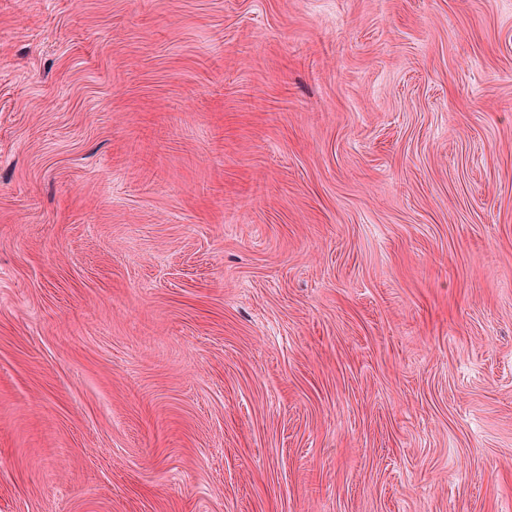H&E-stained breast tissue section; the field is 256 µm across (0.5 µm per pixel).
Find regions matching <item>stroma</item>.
I'll return each mask as SVG.
<instances>
[{
    "mask_svg": "<svg viewBox=\"0 0 512 512\" xmlns=\"http://www.w3.org/2000/svg\"><path fill=\"white\" fill-rule=\"evenodd\" d=\"M0 512H512V0H0Z\"/></svg>",
    "mask_w": 512,
    "mask_h": 512,
    "instance_id": "1",
    "label": "stroma"
}]
</instances>
